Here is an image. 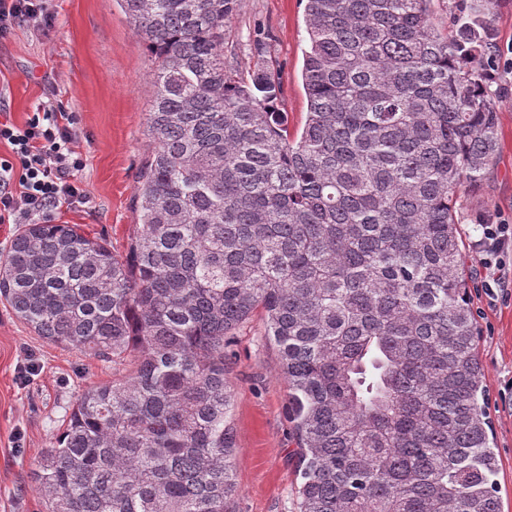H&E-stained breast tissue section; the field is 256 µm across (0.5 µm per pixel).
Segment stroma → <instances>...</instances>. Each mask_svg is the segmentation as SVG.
I'll return each instance as SVG.
<instances>
[{"instance_id": "35a3bbf8", "label": "stroma", "mask_w": 512, "mask_h": 512, "mask_svg": "<svg viewBox=\"0 0 512 512\" xmlns=\"http://www.w3.org/2000/svg\"><path fill=\"white\" fill-rule=\"evenodd\" d=\"M48 35L17 28L0 42V110L23 124L47 96L77 122L83 165L75 177L89 204L62 208L58 224H78L125 256L135 232V187L152 149L147 114L155 61L118 0H55ZM495 50L491 86L500 90L498 153L475 191L457 202L465 242L483 223L512 225V0L490 17ZM307 47L304 0H241L224 23V59L239 73L265 59L281 82L289 131L304 122L301 70ZM501 284L489 285L477 253L469 255L471 307L500 462L503 512H512V249L501 253ZM233 392L230 426L236 493L232 512H298L297 444L286 415L287 387L277 349L253 316L224 348ZM112 366L50 343L0 302V512H45L30 475L66 427L77 397L111 383Z\"/></svg>"}]
</instances>
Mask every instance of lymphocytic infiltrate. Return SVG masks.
I'll list each match as a JSON object with an SVG mask.
<instances>
[{"instance_id": "obj_1", "label": "lymphocytic infiltrate", "mask_w": 512, "mask_h": 512, "mask_svg": "<svg viewBox=\"0 0 512 512\" xmlns=\"http://www.w3.org/2000/svg\"><path fill=\"white\" fill-rule=\"evenodd\" d=\"M53 0H0V41L26 25L47 34L55 24ZM0 143L11 150L0 157V224L50 218L62 206H76L86 195L74 173L82 165L73 118L45 102L24 125L0 121Z\"/></svg>"}]
</instances>
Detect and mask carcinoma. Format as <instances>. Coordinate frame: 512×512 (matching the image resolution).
<instances>
[{
	"label": "carcinoma",
	"instance_id": "obj_1",
	"mask_svg": "<svg viewBox=\"0 0 512 512\" xmlns=\"http://www.w3.org/2000/svg\"><path fill=\"white\" fill-rule=\"evenodd\" d=\"M155 55L128 255L27 224L0 297L43 338L131 370L77 398L32 472L48 512H230L224 338L262 316L287 383L299 512H502L456 202L498 149L497 0H306L301 130L240 0H120Z\"/></svg>",
	"mask_w": 512,
	"mask_h": 512
}]
</instances>
